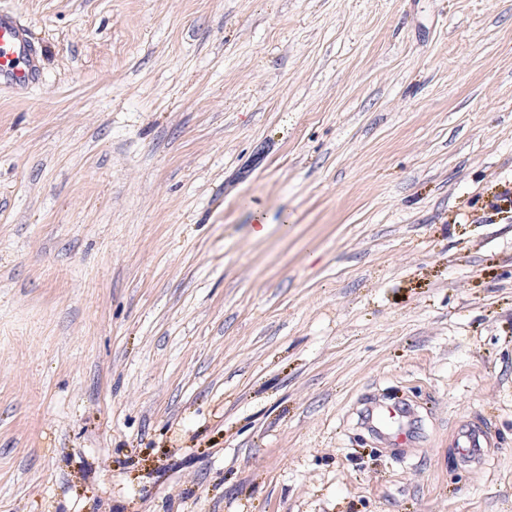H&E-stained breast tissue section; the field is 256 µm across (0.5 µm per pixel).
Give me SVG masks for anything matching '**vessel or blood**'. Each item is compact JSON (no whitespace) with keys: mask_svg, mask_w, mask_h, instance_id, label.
<instances>
[{"mask_svg":"<svg viewBox=\"0 0 512 512\" xmlns=\"http://www.w3.org/2000/svg\"><path fill=\"white\" fill-rule=\"evenodd\" d=\"M40 69V58L26 26L11 12L0 11V83L23 87L32 83ZM489 431L481 424L462 427L457 442L462 452L478 460L488 445Z\"/></svg>","mask_w":512,"mask_h":512,"instance_id":"b4317fda","label":"vessel or blood"}]
</instances>
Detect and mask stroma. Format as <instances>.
Segmentation results:
<instances>
[{
    "instance_id": "35a3bbf8",
    "label": "stroma",
    "mask_w": 512,
    "mask_h": 512,
    "mask_svg": "<svg viewBox=\"0 0 512 512\" xmlns=\"http://www.w3.org/2000/svg\"><path fill=\"white\" fill-rule=\"evenodd\" d=\"M0 9V512H512V0ZM40 58L26 26L11 12L0 11V83L23 87L32 83ZM405 409L402 406H386L382 408H377L376 411H371V421L376 422L377 427L388 431L392 434L396 439L406 437L405 433H397L395 430V424L398 420H402L404 417ZM489 438L488 428L482 424H472L462 427L457 433V442L462 452L474 460H480L483 448H487Z\"/></svg>"
}]
</instances>
